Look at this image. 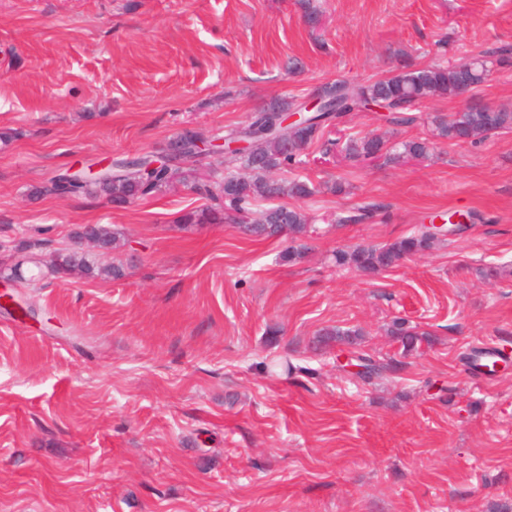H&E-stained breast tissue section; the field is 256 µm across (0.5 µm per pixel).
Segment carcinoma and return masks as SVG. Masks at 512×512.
<instances>
[{
	"mask_svg": "<svg viewBox=\"0 0 512 512\" xmlns=\"http://www.w3.org/2000/svg\"><path fill=\"white\" fill-rule=\"evenodd\" d=\"M488 71L487 61L480 60L471 70L458 65L430 63L418 67L405 65L391 74L369 84H354L336 81L321 86L331 96L330 109L307 118L304 126L288 127V138L280 139L267 134L273 126L282 122V114L294 110L299 99L273 98L271 103L252 114L244 127L229 130V134H245L253 148L234 157L236 166L224 172L215 184L199 183L197 191L214 201L222 202L218 207H203L185 213L182 221L189 225L224 224L228 221L242 225L246 233L256 236L275 237L286 231L295 241L311 237L314 229L305 213L279 199L291 197L297 200L310 198L320 192L313 183L298 176L269 183L268 174L272 171L292 172L302 163L304 151L314 143H321L323 154L336 153L344 161L365 162L370 158L383 164L399 165L412 159H422L429 155L433 141L454 140L462 143H477L489 135V131L512 129V112L501 109L488 112L473 107L457 112L452 117L436 114L431 118V137L404 140L393 145L378 136H356L343 134L334 139L324 138L326 128L338 127L346 114L366 112L369 103L376 95L392 99L386 121L395 126H410L417 116L414 107L422 102L454 97L462 83L482 80ZM195 159L189 151L173 152L172 164L166 169H156L148 173L144 168L150 163L146 155L123 158L112 163L119 175L102 181L83 183L66 180L65 173H59L46 180L36 189L38 195L55 197L88 195L104 197L117 206H125L135 199H141L162 191L176 183L183 182L194 171ZM259 200L270 202L252 222L244 223V214L252 213V206ZM94 234L103 243L116 248L120 234L108 224L95 225ZM436 236L426 226H421L413 234L381 247L358 246L349 251L336 252V264L354 268L365 274H375L392 268L402 260L420 252L431 250ZM79 271L89 277L120 279L124 276L118 266H99L92 253L78 249H61L55 259L38 270L29 281L34 282L47 275H66ZM391 334L401 343L405 354L418 351L422 344L431 343L430 336L418 332L404 321L393 323ZM363 375L372 378L394 369L390 361L376 359L366 353L357 356Z\"/></svg>",
	"mask_w": 512,
	"mask_h": 512,
	"instance_id": "1",
	"label": "carcinoma"
}]
</instances>
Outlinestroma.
<instances>
[{
  "label": "stroma",
  "instance_id": "1",
  "mask_svg": "<svg viewBox=\"0 0 512 512\" xmlns=\"http://www.w3.org/2000/svg\"><path fill=\"white\" fill-rule=\"evenodd\" d=\"M483 50L497 59L472 101L512 111V0H0V129L17 133L0 142V269L109 224L122 242L100 261L125 272L48 276L0 304V512L512 504V131L394 166L311 145L297 174L319 188L301 202L315 232L294 263L288 236L182 224L221 153L122 208L33 194L71 166L162 153L188 126L222 137L275 97ZM461 109L428 100L407 127L352 112L343 128L408 140ZM367 204L372 219L336 223ZM452 212L463 231L375 277L335 264ZM397 318L432 344L402 355ZM336 326L355 348L315 349ZM353 350L399 368L361 379ZM280 358L295 372H270Z\"/></svg>",
  "mask_w": 512,
  "mask_h": 512
}]
</instances>
